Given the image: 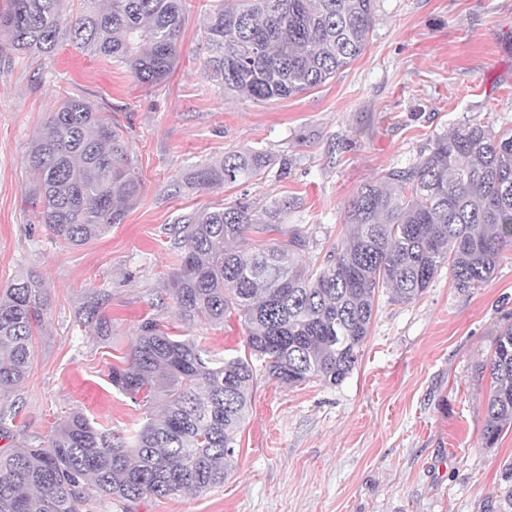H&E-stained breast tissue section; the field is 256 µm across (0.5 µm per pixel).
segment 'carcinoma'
Masks as SVG:
<instances>
[{
	"mask_svg": "<svg viewBox=\"0 0 512 512\" xmlns=\"http://www.w3.org/2000/svg\"><path fill=\"white\" fill-rule=\"evenodd\" d=\"M70 20L69 0H5L0 31L9 48L47 57L67 39L123 65L135 81H166L178 59L183 0H94ZM375 0H220L204 27L203 73L224 95L286 99L318 87L364 50ZM263 152L224 157L197 173L205 187L260 179ZM41 222L69 246L120 224L143 184L120 123L80 96H66L33 141ZM288 202L261 209L248 200L180 217L183 256L172 299L188 327L219 326L238 314L244 355L216 356L195 337L177 338L159 321L139 327L131 356L112 367V386L131 400L161 403L129 438L74 412L37 448L0 449V512H121L144 498L197 495L219 484L234 462L238 434L258 376L292 386L341 384L368 336L379 290L397 302L418 298L442 265L460 288H480L512 248V130L467 126L439 137L409 167H393L349 201L346 232L316 267L300 263L305 234L288 229ZM280 234L233 249L248 231ZM48 307L43 283L28 275L0 291V392L26 379L35 330ZM85 307L97 335H111ZM482 445L512 428V319L504 318L489 361ZM484 512H512V460Z\"/></svg>",
	"mask_w": 512,
	"mask_h": 512,
	"instance_id": "carcinoma-1",
	"label": "carcinoma"
}]
</instances>
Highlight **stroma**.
I'll return each mask as SVG.
<instances>
[{
  "label": "stroma",
  "mask_w": 512,
  "mask_h": 512,
  "mask_svg": "<svg viewBox=\"0 0 512 512\" xmlns=\"http://www.w3.org/2000/svg\"><path fill=\"white\" fill-rule=\"evenodd\" d=\"M186 2L177 65L153 88L73 43L28 59L0 33V290L31 273L49 297L30 373L0 396L10 431L0 448L46 442L74 412L122 435L142 426L145 409L109 374L146 319L243 354L239 315L188 329L176 314L178 216L243 196L258 206L285 199L289 225L309 241L303 259H320L343 237L361 186L415 163L439 136L512 127V0H376L367 46L348 67L305 93L259 102L225 97L203 77L201 32L214 0ZM66 94L121 123L144 182L122 223L72 248L41 224L26 163ZM251 149L273 157L259 181L198 185L202 166ZM94 296L111 326L104 340L77 316ZM510 311L512 249L482 288L457 287L443 270L413 302L380 292L340 385L258 378L223 485L145 498L133 512H482L512 460V430L483 447L490 382L477 367Z\"/></svg>",
  "instance_id": "stroma-1"
}]
</instances>
